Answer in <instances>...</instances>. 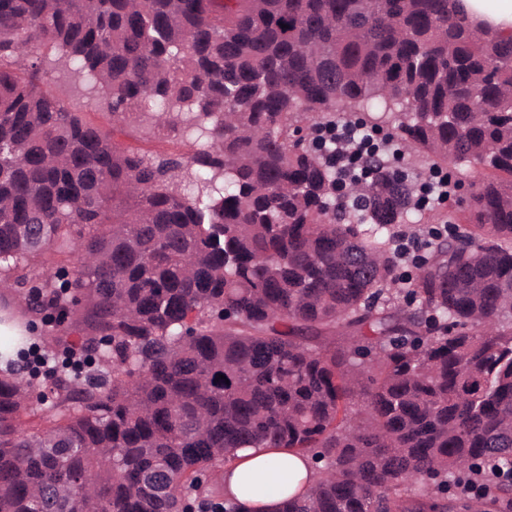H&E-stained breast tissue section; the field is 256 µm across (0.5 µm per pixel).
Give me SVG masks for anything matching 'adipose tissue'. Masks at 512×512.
<instances>
[{
  "label": "adipose tissue",
  "mask_w": 512,
  "mask_h": 512,
  "mask_svg": "<svg viewBox=\"0 0 512 512\" xmlns=\"http://www.w3.org/2000/svg\"><path fill=\"white\" fill-rule=\"evenodd\" d=\"M465 12L479 27L512 34V0H461ZM316 467L310 456L285 448H242L219 472L224 495L238 512H278L281 501L304 493Z\"/></svg>",
  "instance_id": "1"
}]
</instances>
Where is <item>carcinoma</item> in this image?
<instances>
[{
	"instance_id": "cac0c4a2",
	"label": "carcinoma",
	"mask_w": 512,
	"mask_h": 512,
	"mask_svg": "<svg viewBox=\"0 0 512 512\" xmlns=\"http://www.w3.org/2000/svg\"><path fill=\"white\" fill-rule=\"evenodd\" d=\"M50 73L199 149L118 147ZM344 116L486 171L408 312L405 174L371 146L370 184L340 181L320 134ZM15 288L62 361L34 401L0 374V512H234L208 479L240 448L317 463L279 512H486L448 498L473 482L512 512V36L460 0H0Z\"/></svg>"
}]
</instances>
